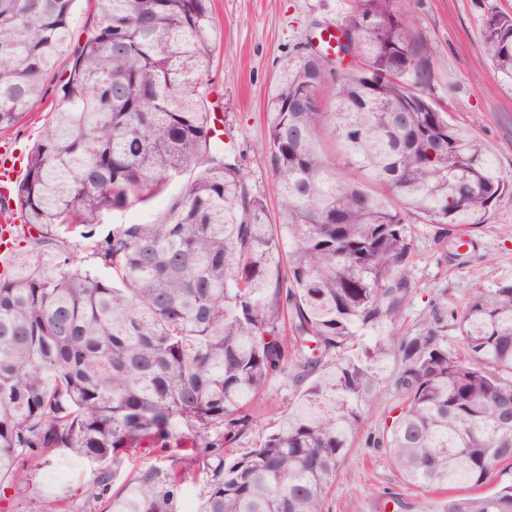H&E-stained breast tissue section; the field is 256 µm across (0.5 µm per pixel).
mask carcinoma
I'll list each match as a JSON object with an SVG mask.
<instances>
[{
  "instance_id": "obj_1",
  "label": "carcinoma",
  "mask_w": 512,
  "mask_h": 512,
  "mask_svg": "<svg viewBox=\"0 0 512 512\" xmlns=\"http://www.w3.org/2000/svg\"><path fill=\"white\" fill-rule=\"evenodd\" d=\"M75 7L0 0V133L42 107ZM95 10L13 188L17 219L37 231L25 239L48 245L79 228L92 263L38 252L0 274V485L63 448L108 486L133 445L189 431L168 472L142 468L112 493V512H178L184 460L209 471L198 512H324L387 379L400 413L373 446L403 479L490 484L512 460V284L477 290L461 311L464 357L435 328H395L413 290L410 216L461 230L512 184L427 96L431 50L395 0H354L339 23L357 65L334 74L329 106L318 57L285 60L268 89L276 224L240 159L215 145L204 92L212 0H95ZM483 47L511 88V14L486 17ZM187 172L163 219L97 234L104 212L146 204ZM290 371L308 382L294 406L226 460L207 430L225 423L233 442L249 426L244 407ZM433 512H512V481Z\"/></svg>"
}]
</instances>
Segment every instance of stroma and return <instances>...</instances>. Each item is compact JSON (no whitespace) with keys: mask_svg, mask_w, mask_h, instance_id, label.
Wrapping results in <instances>:
<instances>
[{"mask_svg":"<svg viewBox=\"0 0 512 512\" xmlns=\"http://www.w3.org/2000/svg\"><path fill=\"white\" fill-rule=\"evenodd\" d=\"M415 31L432 51L434 79L428 91L452 123L469 129L512 177V92L505 89L483 51L482 24L491 13L512 12V0H398ZM353 0H213L216 21L214 62L208 76L210 100L223 117L225 147L235 150L251 192L275 204V176L262 163L270 115L266 93L284 58L319 45L321 29L340 22ZM178 178L149 206L108 211L99 230L159 219L178 197ZM413 293L400 329L406 336L442 327L448 350L463 354L457 318L476 288L512 283V191L498 198L483 223L469 232L473 248L461 256L444 226L411 219ZM300 393L290 376L271 380L247 408L251 423L232 445L234 455L256 448ZM400 399L382 383L368 408L325 503V512H431L448 498L445 490L423 489L404 481L388 449L372 440ZM111 492L102 490L95 465L58 450L26 466L22 483L0 487V512H108Z\"/></svg>","mask_w":512,"mask_h":512,"instance_id":"stroma-1","label":"stroma"}]
</instances>
